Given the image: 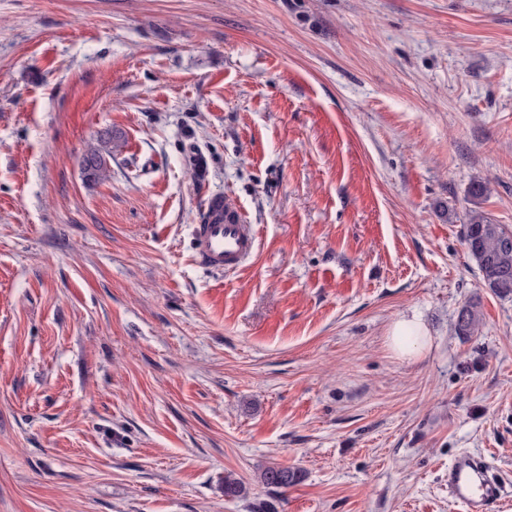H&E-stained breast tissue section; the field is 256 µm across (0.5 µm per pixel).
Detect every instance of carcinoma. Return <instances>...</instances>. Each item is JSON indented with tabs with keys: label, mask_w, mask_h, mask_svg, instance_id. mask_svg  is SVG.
I'll return each instance as SVG.
<instances>
[{
	"label": "carcinoma",
	"mask_w": 512,
	"mask_h": 512,
	"mask_svg": "<svg viewBox=\"0 0 512 512\" xmlns=\"http://www.w3.org/2000/svg\"><path fill=\"white\" fill-rule=\"evenodd\" d=\"M112 151L100 145H88L83 158V169L88 177L99 179L107 175V157ZM512 231L495 224L480 213H472L464 225L463 243L475 261L484 286L499 297L512 296ZM481 316L478 305L470 303L458 313L456 328L462 335L479 330ZM262 483L277 488H288L301 481L302 472L287 465L268 466L261 472Z\"/></svg>",
	"instance_id": "1"
}]
</instances>
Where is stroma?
Instances as JSON below:
<instances>
[{
  "label": "stroma",
  "mask_w": 512,
  "mask_h": 512,
  "mask_svg": "<svg viewBox=\"0 0 512 512\" xmlns=\"http://www.w3.org/2000/svg\"><path fill=\"white\" fill-rule=\"evenodd\" d=\"M214 193L234 273L194 260ZM474 210L512 230V0H0V512H460L464 451L512 512ZM101 148L99 144H89L82 158L83 170L89 178L99 179L106 177L108 171V164L105 155L111 157L112 150ZM224 215V221L201 220L194 227V252L197 261L213 271H236L255 254L258 232L238 209ZM481 316L477 303H470L461 308L458 313L456 328L462 335H471L479 330ZM390 334L393 348L401 358L420 356L428 347L427 328L414 317L397 319ZM302 472L287 465L268 466L261 472L262 483L277 488H288L301 481Z\"/></svg>",
  "instance_id": "1"
}]
</instances>
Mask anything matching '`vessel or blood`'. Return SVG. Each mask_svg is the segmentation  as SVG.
<instances>
[{
  "mask_svg": "<svg viewBox=\"0 0 512 512\" xmlns=\"http://www.w3.org/2000/svg\"><path fill=\"white\" fill-rule=\"evenodd\" d=\"M258 232L242 212L225 216L223 221H203L194 227L197 261L213 271L241 269L255 254ZM484 457L463 453L448 467V490L467 512H494L505 493L504 482L489 475Z\"/></svg>",
  "mask_w": 512,
  "mask_h": 512,
  "instance_id": "1",
  "label": "vessel or blood"
}]
</instances>
